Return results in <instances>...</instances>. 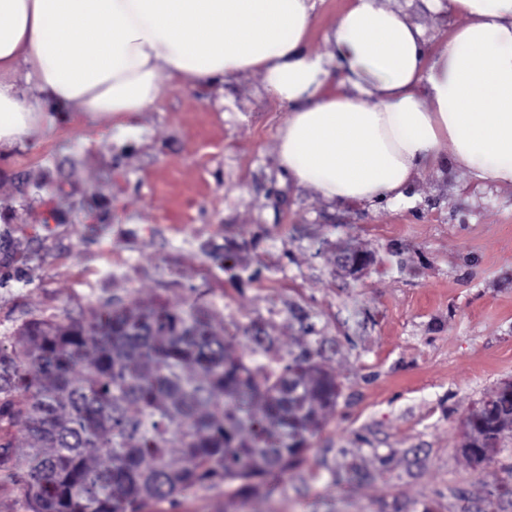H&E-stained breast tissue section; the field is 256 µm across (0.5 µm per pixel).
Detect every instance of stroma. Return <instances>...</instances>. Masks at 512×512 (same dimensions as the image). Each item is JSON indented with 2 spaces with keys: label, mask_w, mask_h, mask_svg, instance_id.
<instances>
[{
  "label": "stroma",
  "mask_w": 512,
  "mask_h": 512,
  "mask_svg": "<svg viewBox=\"0 0 512 512\" xmlns=\"http://www.w3.org/2000/svg\"><path fill=\"white\" fill-rule=\"evenodd\" d=\"M430 41L460 26L380 0ZM161 100L134 132L102 117L37 128L0 154V347L98 301L199 302L266 367L311 350L336 408L277 490L218 484L155 512H512V441L464 457L463 420L512 381V185L458 168L413 205H335L276 164L286 110L247 72ZM345 250L370 264L352 276Z\"/></svg>",
  "instance_id": "obj_1"
}]
</instances>
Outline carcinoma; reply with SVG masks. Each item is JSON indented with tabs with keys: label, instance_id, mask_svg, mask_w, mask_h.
I'll return each mask as SVG.
<instances>
[{
	"label": "carcinoma",
	"instance_id": "1",
	"mask_svg": "<svg viewBox=\"0 0 512 512\" xmlns=\"http://www.w3.org/2000/svg\"><path fill=\"white\" fill-rule=\"evenodd\" d=\"M337 398L308 353L252 365L199 307L108 298L0 351V487H21L25 512H150L223 482L269 495ZM17 425L32 443L10 464ZM465 427L461 452L488 461L473 449L512 431V400L492 396Z\"/></svg>",
	"mask_w": 512,
	"mask_h": 512
}]
</instances>
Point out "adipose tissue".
Segmentation results:
<instances>
[{"mask_svg": "<svg viewBox=\"0 0 512 512\" xmlns=\"http://www.w3.org/2000/svg\"><path fill=\"white\" fill-rule=\"evenodd\" d=\"M425 2L463 19L435 47L406 12L349 0L318 53L313 0H0V149L52 112L135 129L163 73L196 89L257 71L286 109L278 168L329 202H409L445 145L512 184V0Z\"/></svg>", "mask_w": 512, "mask_h": 512, "instance_id": "obj_1", "label": "adipose tissue"}]
</instances>
